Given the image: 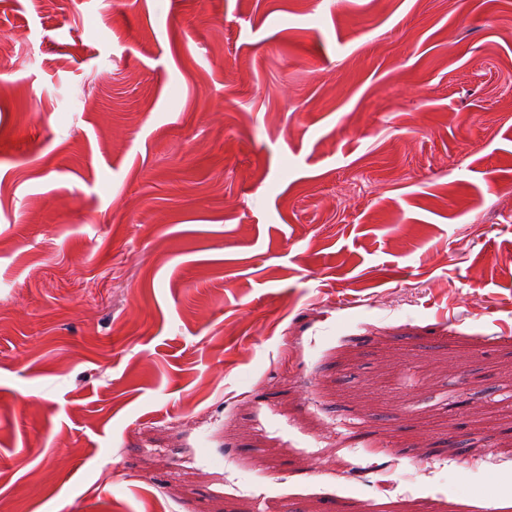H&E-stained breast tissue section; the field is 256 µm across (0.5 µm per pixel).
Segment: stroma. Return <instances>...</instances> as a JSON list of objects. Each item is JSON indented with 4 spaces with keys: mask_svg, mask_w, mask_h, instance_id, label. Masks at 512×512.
<instances>
[{
    "mask_svg": "<svg viewBox=\"0 0 512 512\" xmlns=\"http://www.w3.org/2000/svg\"><path fill=\"white\" fill-rule=\"evenodd\" d=\"M0 40V500L503 512L512 0H0Z\"/></svg>",
    "mask_w": 512,
    "mask_h": 512,
    "instance_id": "35a3bbf8",
    "label": "stroma"
}]
</instances>
